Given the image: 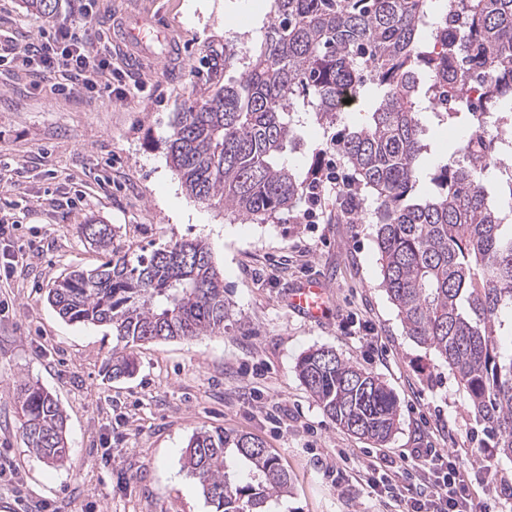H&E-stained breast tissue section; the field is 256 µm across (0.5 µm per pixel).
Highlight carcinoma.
Returning <instances> with one entry per match:
<instances>
[{"instance_id":"obj_1","label":"carcinoma","mask_w":512,"mask_h":512,"mask_svg":"<svg viewBox=\"0 0 512 512\" xmlns=\"http://www.w3.org/2000/svg\"><path fill=\"white\" fill-rule=\"evenodd\" d=\"M269 21L236 84H226L234 50L210 55L209 95L176 113L170 167L187 193L235 218L264 224L291 210L320 182L319 158L302 174L284 155L301 146L308 116L341 126L332 148L371 193L382 287L419 344L432 349L466 392L500 457L512 461V172L498 182L497 131L512 124V0H269ZM42 17L58 0H23ZM452 85L474 89L487 110L473 121L469 100L435 109ZM374 92L362 120L341 124L344 95ZM437 124L483 129L462 139L417 186L432 153L422 115ZM110 253L102 266L54 280L47 301L69 322L109 325L105 373L131 375L124 347L222 333L231 321L223 274L202 240L176 241L132 260L112 250L115 229L81 224ZM297 372L339 428L377 444L397 427L395 396L380 379L317 348ZM24 444L64 461L67 441L57 399L37 382L17 397ZM184 468L215 512H271L290 478L262 440L222 429L193 434Z\"/></svg>"}]
</instances>
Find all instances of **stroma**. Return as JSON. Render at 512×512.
<instances>
[{
  "label": "stroma",
  "mask_w": 512,
  "mask_h": 512,
  "mask_svg": "<svg viewBox=\"0 0 512 512\" xmlns=\"http://www.w3.org/2000/svg\"><path fill=\"white\" fill-rule=\"evenodd\" d=\"M264 0H58L55 17L0 0V48L26 44L59 21L87 14V36L114 37L127 11L158 14L181 56L128 66L110 48L111 94H54L34 67L0 65V215L9 228L0 253L23 265L0 280V512H214L183 467L196 432L224 429L260 438L292 481L277 512H397L358 478L383 456L444 448L470 461L491 448L466 393L446 366L408 336L381 288L380 254L367 212L372 199L323 183L318 206L301 199L264 224L244 223L189 196L167 159L177 112L205 94L208 46L233 44L234 82L268 21ZM333 129L308 121L293 169L306 171L313 148L350 178L331 148ZM109 224L112 246L129 258L181 240L209 244L224 273L235 323L194 341L130 346L137 369L108 379L116 344L109 327L72 324L46 300L52 281L93 269L105 256L79 233ZM329 290L322 321L285 302L309 278ZM326 347L380 378L399 404L397 429L383 446L336 426L301 383V354ZM57 397L69 454L47 465L23 443L16 410L20 383ZM344 460H337V453ZM338 466V477L326 466ZM473 512H512V498L489 500L485 481L512 485V462L471 471Z\"/></svg>",
  "instance_id": "obj_1"
}]
</instances>
